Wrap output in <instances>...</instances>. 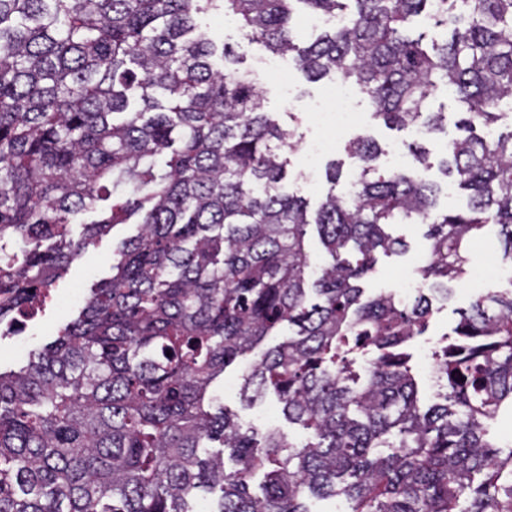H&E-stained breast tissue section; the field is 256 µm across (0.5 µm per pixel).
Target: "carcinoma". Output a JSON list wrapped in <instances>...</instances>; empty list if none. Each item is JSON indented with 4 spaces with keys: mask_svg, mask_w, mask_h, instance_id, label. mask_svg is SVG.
<instances>
[{
    "mask_svg": "<svg viewBox=\"0 0 512 512\" xmlns=\"http://www.w3.org/2000/svg\"><path fill=\"white\" fill-rule=\"evenodd\" d=\"M346 18L313 39L293 24ZM213 10L289 56L308 80L356 85L373 116L443 131L427 112L463 105L439 170L469 191L435 212L440 187L381 168L357 136L351 199L326 165L316 210L285 191L296 132L196 15ZM426 18L446 37L424 43ZM512 0H0V323L38 312L95 239L135 221L112 275L28 360L0 371V512H309L305 493L350 512H512V451L481 420L512 407V289L473 302L437 359L444 403L420 412L406 354L428 293L469 274V242L499 227L512 258ZM82 238L71 225L80 216ZM427 223L425 291L363 299L392 224ZM331 257L311 279L306 227ZM287 338L266 350V337ZM373 347L364 378L350 355ZM241 395L274 394L288 422L261 441L216 406L224 370Z\"/></svg>",
    "mask_w": 512,
    "mask_h": 512,
    "instance_id": "cac0c4a2",
    "label": "carcinoma"
}]
</instances>
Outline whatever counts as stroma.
<instances>
[{"label":"stroma","instance_id":"1","mask_svg":"<svg viewBox=\"0 0 512 512\" xmlns=\"http://www.w3.org/2000/svg\"><path fill=\"white\" fill-rule=\"evenodd\" d=\"M201 21L235 49L245 67L258 71V80L266 90L264 108L271 113L273 119L285 128L298 125L302 141L286 154V187L305 196L310 202H318L328 189L324 174L327 160H341L343 176H350L354 169V163L345 151V140L337 138L319 117L321 111L335 107L332 84L323 81L307 82L291 60L285 57L277 58V70H261L259 61L267 57V50L250 42L236 24L217 13L204 15ZM315 142L323 143L324 149L313 158L306 146ZM425 231V225L420 223L394 226V235L402 237L408 249L400 255L379 256L373 273L362 283L366 294L385 293L399 287L405 273L417 271L426 264L429 247L424 237ZM135 232V225L120 224L88 246L55 282L51 297L38 319L20 328L15 334L0 336V367L6 369L26 360L31 350L51 340L55 328L77 313L89 288L100 279L110 276L112 251L116 243ZM453 288L454 293L449 300L433 301L426 331L415 337L407 347L420 397L427 404L438 400L427 374L429 367L435 363L434 352L445 345L447 338L452 337L459 319L458 309L468 308L477 295L475 288L466 279L455 282ZM239 389V369L229 367L224 374L222 401L225 408L237 414L243 428L261 436L268 428L281 427L291 440L302 441L307 438V431L286 424L274 400L268 399L249 408L242 404Z\"/></svg>","mask_w":512,"mask_h":512}]
</instances>
